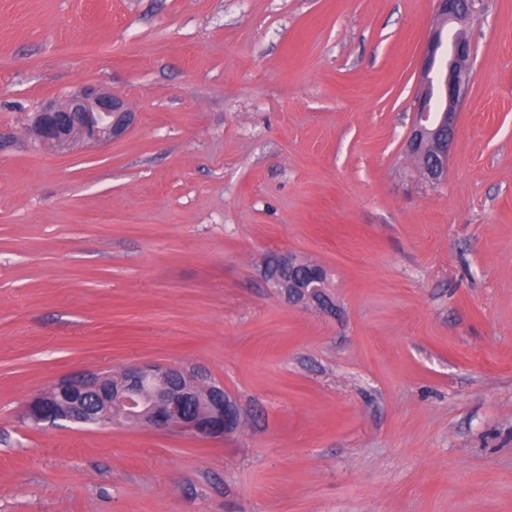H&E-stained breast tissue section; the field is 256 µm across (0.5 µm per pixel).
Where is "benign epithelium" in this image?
Instances as JSON below:
<instances>
[{
  "mask_svg": "<svg viewBox=\"0 0 512 512\" xmlns=\"http://www.w3.org/2000/svg\"><path fill=\"white\" fill-rule=\"evenodd\" d=\"M436 3L441 25L430 36L423 56L419 111L407 149L421 160L427 178L439 183L446 177L458 106L469 91L467 72L474 54L453 24L470 16L474 0ZM130 123L131 113L119 98L87 89L63 105L39 112L35 131L38 145L53 148L68 141L117 139ZM262 274L288 302L310 303L336 314V304L324 292L327 274L321 265L280 254L264 262ZM30 415L36 423L51 426L59 421L88 425L126 420L155 430L179 428L212 440L224 439L239 425L238 408L224 386H201L178 367L157 365L61 382L32 399Z\"/></svg>",
  "mask_w": 512,
  "mask_h": 512,
  "instance_id": "1",
  "label": "benign epithelium"
}]
</instances>
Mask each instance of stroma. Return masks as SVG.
<instances>
[{
    "instance_id": "1",
    "label": "stroma",
    "mask_w": 512,
    "mask_h": 512,
    "mask_svg": "<svg viewBox=\"0 0 512 512\" xmlns=\"http://www.w3.org/2000/svg\"><path fill=\"white\" fill-rule=\"evenodd\" d=\"M435 0H0V512H512V0H476L448 177L408 154ZM105 46L73 56V41ZM89 88L134 120L39 149ZM320 263L292 305L271 254ZM138 364L215 441L34 425ZM262 274L289 303H310L330 316L336 315V304L323 290L327 274L321 265L298 261L291 254H280L275 260L266 259Z\"/></svg>"
}]
</instances>
